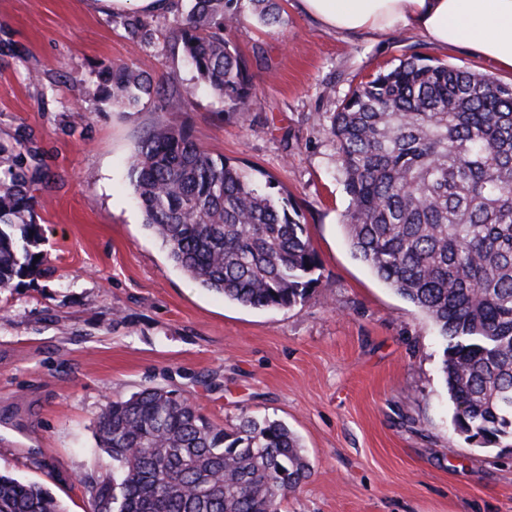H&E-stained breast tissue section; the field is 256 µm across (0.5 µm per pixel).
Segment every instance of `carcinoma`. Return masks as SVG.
Returning <instances> with one entry per match:
<instances>
[{"label":"carcinoma","mask_w":512,"mask_h":512,"mask_svg":"<svg viewBox=\"0 0 512 512\" xmlns=\"http://www.w3.org/2000/svg\"><path fill=\"white\" fill-rule=\"evenodd\" d=\"M252 18L288 23L281 0H187L174 23L195 86L153 82L129 63L95 72L100 99L160 112L198 88L242 117L255 86L226 33ZM130 39L152 25L124 20ZM329 124L349 197L354 257L436 324L453 432L477 448H512V85L413 52L349 88ZM146 228L198 286L257 309L289 308L316 284L319 257L288 197L214 157L191 128L156 122L129 166ZM25 146H0V289L39 271L41 238ZM90 485L110 512H281L309 478L298 437L277 420L226 429L164 387L108 402ZM0 512H66L37 482L0 474Z\"/></svg>","instance_id":"obj_1"}]
</instances>
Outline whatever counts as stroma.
<instances>
[{
  "label": "stroma",
  "instance_id": "stroma-1",
  "mask_svg": "<svg viewBox=\"0 0 512 512\" xmlns=\"http://www.w3.org/2000/svg\"><path fill=\"white\" fill-rule=\"evenodd\" d=\"M287 25L227 37L250 64L244 117L205 92L159 115L100 100L93 72L128 62L185 88L172 13L129 39L93 0H0V144L23 140L42 172L40 274L0 290V472L89 512L85 479L103 407L147 386L180 390L211 423L278 420L311 475L282 512H512V453L450 431L453 405L432 320L351 253L335 146L316 115L414 50L512 84L480 56L404 30L377 40L326 30L286 0ZM82 106L74 117L71 105ZM189 123L212 153L272 181L298 207L320 268L306 298L254 309L195 284L143 224L128 159L158 118Z\"/></svg>",
  "mask_w": 512,
  "mask_h": 512
}]
</instances>
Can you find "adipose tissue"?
Returning a JSON list of instances; mask_svg holds the SVG:
<instances>
[{"label": "adipose tissue", "instance_id": "1", "mask_svg": "<svg viewBox=\"0 0 512 512\" xmlns=\"http://www.w3.org/2000/svg\"><path fill=\"white\" fill-rule=\"evenodd\" d=\"M323 28L385 38L400 29L439 48L474 50L512 72V0H297Z\"/></svg>", "mask_w": 512, "mask_h": 512}]
</instances>
